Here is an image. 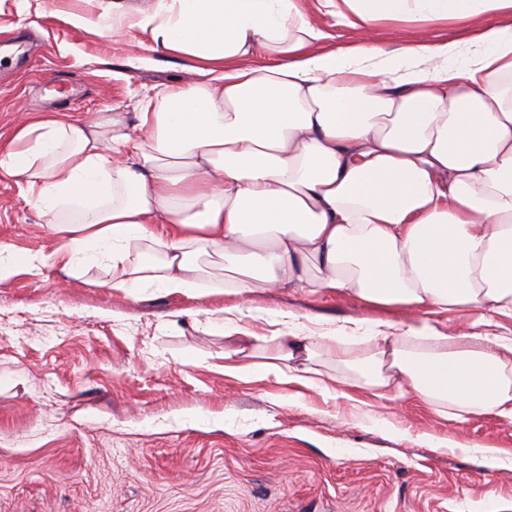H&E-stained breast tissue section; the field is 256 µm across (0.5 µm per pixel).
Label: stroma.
<instances>
[{
    "mask_svg": "<svg viewBox=\"0 0 512 512\" xmlns=\"http://www.w3.org/2000/svg\"><path fill=\"white\" fill-rule=\"evenodd\" d=\"M322 39L315 52L371 42L395 55L420 41L470 57L500 15L384 18L364 29L324 0H298ZM86 0H0V143L19 119L63 110L74 119L135 111L146 92L202 79L193 62L153 57L138 30L102 35L73 15ZM0 242L20 256L50 253L54 239L0 179ZM55 268L17 269L0 283V512H512V463L476 453L512 450V425L490 414L458 422L409 394L359 391L289 401L274 378L224 374L226 308L218 285L200 297L98 287ZM270 315L251 321L270 336L280 316L313 335L357 318L406 328L413 312L367 309L344 294L294 288L258 296ZM380 413L412 434L459 442L442 451L399 441Z\"/></svg>",
    "mask_w": 512,
    "mask_h": 512,
    "instance_id": "35a3bbf8",
    "label": "stroma"
}]
</instances>
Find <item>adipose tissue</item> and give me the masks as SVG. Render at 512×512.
I'll return each instance as SVG.
<instances>
[{
    "label": "adipose tissue",
    "mask_w": 512,
    "mask_h": 512,
    "mask_svg": "<svg viewBox=\"0 0 512 512\" xmlns=\"http://www.w3.org/2000/svg\"><path fill=\"white\" fill-rule=\"evenodd\" d=\"M96 28L148 33L152 52L200 63L201 83L166 87L138 112L29 114L0 144L13 179L51 230L50 254L0 243V282L54 265L100 285L194 295L213 279L238 299L224 372L338 398L312 365L311 336H260L245 325L257 295L288 288L346 293L416 313L395 334L369 327L355 364L390 399L417 394L453 419L512 424V336L478 328L512 317V25L489 28L481 59L423 67L448 44L400 48L420 68L386 76L355 55L316 53L322 33L297 0H91ZM363 24L411 14L469 19L512 0H343ZM270 65L249 67L255 51ZM464 308L469 330L427 316Z\"/></svg>",
    "instance_id": "adipose-tissue-1"
}]
</instances>
